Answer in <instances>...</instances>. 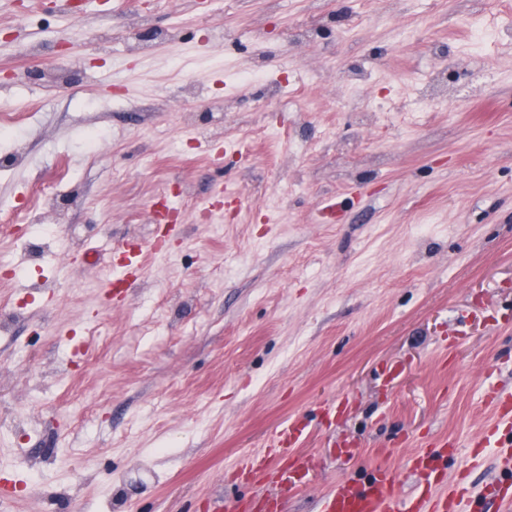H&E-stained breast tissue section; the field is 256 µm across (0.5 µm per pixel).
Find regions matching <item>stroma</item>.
Listing matches in <instances>:
<instances>
[{
	"label": "stroma",
	"instance_id": "stroma-1",
	"mask_svg": "<svg viewBox=\"0 0 512 512\" xmlns=\"http://www.w3.org/2000/svg\"><path fill=\"white\" fill-rule=\"evenodd\" d=\"M0 122L7 512H318L380 454L407 498L442 442L461 512L512 486V0H0ZM294 416L304 485L243 477ZM210 509L213 512H262L269 511L266 504L260 501L246 503L244 500H215L210 503Z\"/></svg>",
	"mask_w": 512,
	"mask_h": 512
}]
</instances>
